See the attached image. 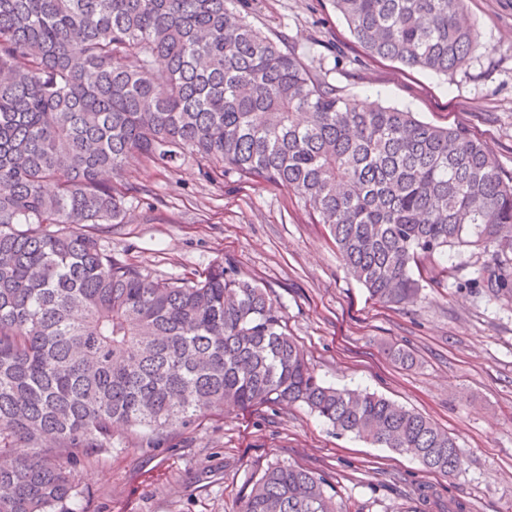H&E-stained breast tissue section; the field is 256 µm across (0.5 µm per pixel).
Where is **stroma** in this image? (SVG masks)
Returning a JSON list of instances; mask_svg holds the SVG:
<instances>
[{
	"label": "stroma",
	"instance_id": "obj_1",
	"mask_svg": "<svg viewBox=\"0 0 512 512\" xmlns=\"http://www.w3.org/2000/svg\"><path fill=\"white\" fill-rule=\"evenodd\" d=\"M480 48L448 75L367 59L331 0H249L248 19L342 93L461 127L512 175V0H466ZM132 205L98 230L113 256L155 278L221 263L275 298L283 321L326 383L367 390L416 410L465 451L458 473L429 474L409 454L333 428L302 405L212 409L168 445L114 451L78 471L88 512H239L250 483L287 462L323 476L351 512H512V301L463 289L488 255L452 250L456 278L425 279L416 303L371 301L345 271L327 229L292 191L207 162L125 167ZM405 346L412 367L392 364ZM429 503H422L421 493Z\"/></svg>",
	"mask_w": 512,
	"mask_h": 512
}]
</instances>
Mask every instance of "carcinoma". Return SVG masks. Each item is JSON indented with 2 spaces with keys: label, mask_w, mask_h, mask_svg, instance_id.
I'll use <instances>...</instances> for the list:
<instances>
[{
  "label": "carcinoma",
  "mask_w": 512,
  "mask_h": 512,
  "mask_svg": "<svg viewBox=\"0 0 512 512\" xmlns=\"http://www.w3.org/2000/svg\"><path fill=\"white\" fill-rule=\"evenodd\" d=\"M373 58L446 75L479 47L465 0H332ZM245 0H0V512H85L75 470L117 430L158 448L215 408L302 404L451 475L433 420L326 384L277 301L230 268L152 278L94 230L123 224L127 158L279 184L328 227L369 299L414 302L424 263L492 249L512 299V176L466 131L365 107L247 21ZM241 512H349L278 463Z\"/></svg>",
  "instance_id": "obj_1"
}]
</instances>
